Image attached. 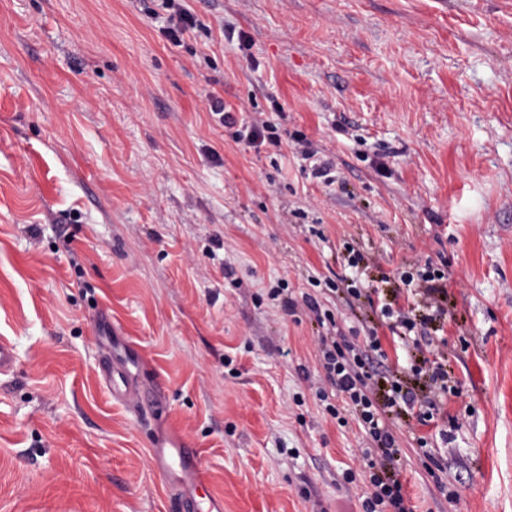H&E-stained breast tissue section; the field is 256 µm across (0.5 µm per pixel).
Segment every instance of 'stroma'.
I'll list each match as a JSON object with an SVG mask.
<instances>
[{"mask_svg":"<svg viewBox=\"0 0 512 512\" xmlns=\"http://www.w3.org/2000/svg\"><path fill=\"white\" fill-rule=\"evenodd\" d=\"M0 0V512H179L151 450L195 449L222 512H362L355 422L315 396L322 293L448 265L442 498L403 427L413 512H512V0ZM246 33L241 50L227 31ZM333 164L236 143L209 95ZM286 280L284 299L269 290ZM289 356H282L281 348ZM152 407L115 399L102 356ZM353 471L354 483L344 474ZM163 9L170 12L169 26L160 30L161 34L172 44L181 43L188 31L199 27L200 21L180 2L184 0H159Z\"/></svg>","mask_w":512,"mask_h":512,"instance_id":"obj_1","label":"stroma"}]
</instances>
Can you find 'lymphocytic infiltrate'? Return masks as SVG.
<instances>
[{"label": "lymphocytic infiltrate", "mask_w": 512, "mask_h": 512, "mask_svg": "<svg viewBox=\"0 0 512 512\" xmlns=\"http://www.w3.org/2000/svg\"><path fill=\"white\" fill-rule=\"evenodd\" d=\"M210 109L225 128L232 130L235 142L255 149L266 143L281 146V134L261 113L238 121L232 106L216 95L211 98ZM396 278L401 288L394 291L391 300H380V313L393 340L405 341L415 333L423 341L426 354L415 357L409 367L415 380L421 381L420 389L405 385L397 374H378L375 364L386 352L377 331H369L358 346L348 344L345 336L332 332L317 339L319 363L329 386L317 389L316 396L326 402L331 415H338L340 407H348L365 443L362 456L369 469V484L361 503L363 512H412L398 468L401 459L398 437L392 425L386 423V416H413L424 425L440 422L439 436L443 439L448 436L449 425L456 422L447 410L449 394L458 391L449 382L448 357L443 351L448 340L427 332L428 325L445 323L448 318L445 306L448 274L428 262L415 271L397 272ZM416 288L422 289L425 296V312L420 316L399 303L403 291ZM333 391L339 394L340 405L329 404V394Z\"/></svg>", "instance_id": "1"}]
</instances>
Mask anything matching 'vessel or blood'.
Masks as SVG:
<instances>
[{
  "label": "vessel or blood",
  "mask_w": 512,
  "mask_h": 512,
  "mask_svg": "<svg viewBox=\"0 0 512 512\" xmlns=\"http://www.w3.org/2000/svg\"><path fill=\"white\" fill-rule=\"evenodd\" d=\"M156 468L164 473L175 489L181 512H222L217 500L201 502L196 496L206 474L197 455L188 448H157L152 453Z\"/></svg>",
  "instance_id": "vessel-or-blood-1"
}]
</instances>
